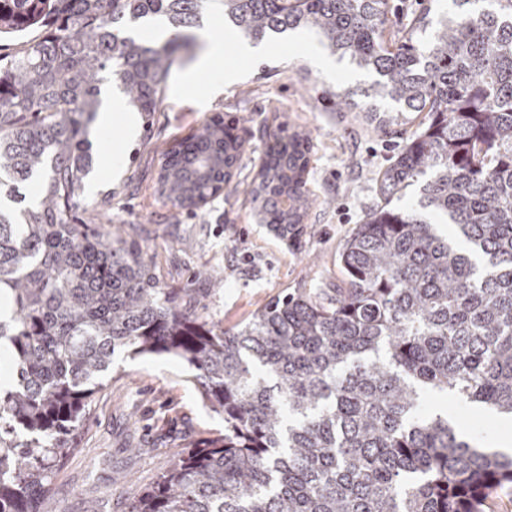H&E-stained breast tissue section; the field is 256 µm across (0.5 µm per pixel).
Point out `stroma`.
I'll return each instance as SVG.
<instances>
[{
    "label": "stroma",
    "mask_w": 512,
    "mask_h": 512,
    "mask_svg": "<svg viewBox=\"0 0 512 512\" xmlns=\"http://www.w3.org/2000/svg\"><path fill=\"white\" fill-rule=\"evenodd\" d=\"M388 35L408 31L414 17L439 15L451 0H388ZM227 24L215 21L213 41L224 59L185 83L191 63L176 60L166 92L141 135L122 147L123 129L93 140L94 157L122 150L120 175L85 193L94 204L111 197L110 211L97 223L113 234L133 237L170 288L185 289V302L210 322L243 325L284 290L333 288L343 274L339 252L379 200L377 177L417 130L411 114L392 113L379 132L365 113L336 108L333 93L366 86L372 74L350 59L332 56L335 71L313 64L316 34L294 47L287 35L266 38L268 57L242 64L243 76L206 96L205 89L237 62L227 41ZM223 115L245 141V154L231 182L195 213L173 208L156 192L163 153L212 115ZM287 124L310 134L307 189L312 199L299 244L290 246L258 224L245 193L268 142L260 126ZM193 370L172 356L116 354L112 372L96 393L92 412L76 434V449L55 470L52 491L57 512H131L134 497L199 442L224 433V418L204 406Z\"/></svg>",
    "instance_id": "35a3bbf8"
}]
</instances>
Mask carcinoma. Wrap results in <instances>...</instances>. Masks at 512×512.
Returning a JSON list of instances; mask_svg holds the SVG:
<instances>
[{"instance_id": "carcinoma-1", "label": "carcinoma", "mask_w": 512, "mask_h": 512, "mask_svg": "<svg viewBox=\"0 0 512 512\" xmlns=\"http://www.w3.org/2000/svg\"><path fill=\"white\" fill-rule=\"evenodd\" d=\"M213 0H0V37L41 38L0 63V512H56L51 479L118 352L195 372L224 435L180 457L132 512H484L512 455L467 439L424 395L512 414V0H452L385 38L387 0H218L245 37L307 29L377 79L364 110L425 113L379 177V204L339 253L344 288H297L248 323L200 319L134 239L80 216L90 125L110 73L145 116L181 32ZM309 138L274 137L251 183L260 223L292 245L311 206ZM244 152L224 120L171 149L160 197L192 212ZM40 178L37 204L19 185ZM418 187L417 200L392 205Z\"/></svg>"}]
</instances>
